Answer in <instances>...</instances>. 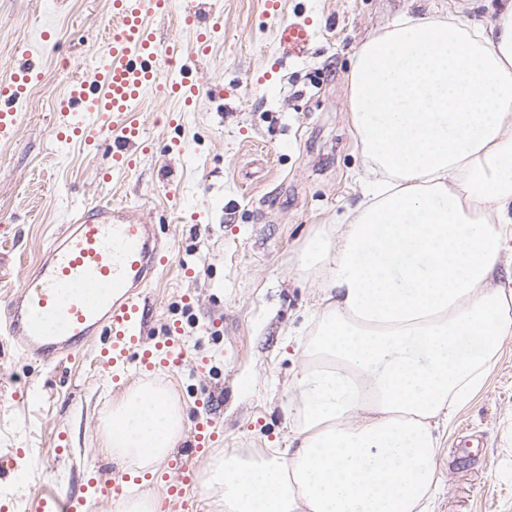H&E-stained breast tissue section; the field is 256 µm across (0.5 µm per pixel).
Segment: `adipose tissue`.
I'll use <instances>...</instances> for the list:
<instances>
[{
    "label": "adipose tissue",
    "mask_w": 512,
    "mask_h": 512,
    "mask_svg": "<svg viewBox=\"0 0 512 512\" xmlns=\"http://www.w3.org/2000/svg\"><path fill=\"white\" fill-rule=\"evenodd\" d=\"M349 81L370 191L299 265L324 297L288 399L292 447L225 459L223 512H424L436 432L512 334L497 278L512 237V0L487 31L395 18ZM107 425L106 450L132 464L170 451L181 416L136 391Z\"/></svg>",
    "instance_id": "obj_1"
}]
</instances>
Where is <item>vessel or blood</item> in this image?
Listing matches in <instances>:
<instances>
[{
  "label": "vessel or blood",
  "instance_id": "1",
  "mask_svg": "<svg viewBox=\"0 0 512 512\" xmlns=\"http://www.w3.org/2000/svg\"><path fill=\"white\" fill-rule=\"evenodd\" d=\"M180 11L182 22L196 40L197 55H205L212 35L220 28L214 0H111L104 30L106 55L102 66L86 80L70 85L60 101L55 134L58 140L90 146L112 138V167L133 169L132 146L143 136L132 114L142 98L161 92L191 105L201 80L188 75L177 43L163 42L146 23L147 17H168ZM313 37L307 24L293 21L281 38L302 52ZM169 72H162V63ZM34 75L28 68L0 81V140L13 137L19 115L15 110ZM171 248L156 235L138 209L120 203L97 204L77 211L63 235L46 247L33 271L0 302V336L14 340L18 352L51 365L86 347L98 331L109 339L97 351L101 372L120 382L130 369L150 373L182 366L187 347L178 330L149 342L145 292ZM217 437L212 424L197 423L189 448L170 462L165 473L166 494L180 497L196 477V463ZM100 500L121 499L130 482L125 472L91 467ZM37 512H81L83 499L59 488L38 486Z\"/></svg>",
  "mask_w": 512,
  "mask_h": 512
}]
</instances>
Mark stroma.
<instances>
[{"label":"stroma","mask_w":512,"mask_h":512,"mask_svg":"<svg viewBox=\"0 0 512 512\" xmlns=\"http://www.w3.org/2000/svg\"><path fill=\"white\" fill-rule=\"evenodd\" d=\"M497 2L282 0L273 19L264 0H221V29L197 64L204 82L191 110L148 94L137 118L151 150L135 170L106 182L110 144L89 150L63 143L53 125L70 83L88 78L103 57L110 0H0V79L23 66L41 75L17 107L14 138L0 142V295L67 230L77 208L123 202L139 208L175 249L147 290L145 336L176 325L190 351L177 373L133 370L117 388L94 364L102 336L55 368L0 342V366L15 377L0 396V456L22 449L24 472L20 480L0 476V504L33 512L30 484L49 481L81 494L84 512H114L86 472L93 463L124 470L102 451L106 422L113 405L140 386L164 392L182 409L178 448L200 415L220 427L223 441L199 471L237 448L283 454L289 390L321 310V280L299 272L300 257L364 198L350 114L352 57L399 14L448 9L487 28ZM288 20L314 31L303 55L281 41ZM46 27L55 44L39 53L37 35ZM177 112L181 124H170ZM180 143L186 152L177 151ZM189 267L191 280L184 276ZM473 435L482 446L463 458L462 444ZM436 469L430 512H512V335L482 389L442 435Z\"/></svg>","instance_id":"stroma-1"}]
</instances>
